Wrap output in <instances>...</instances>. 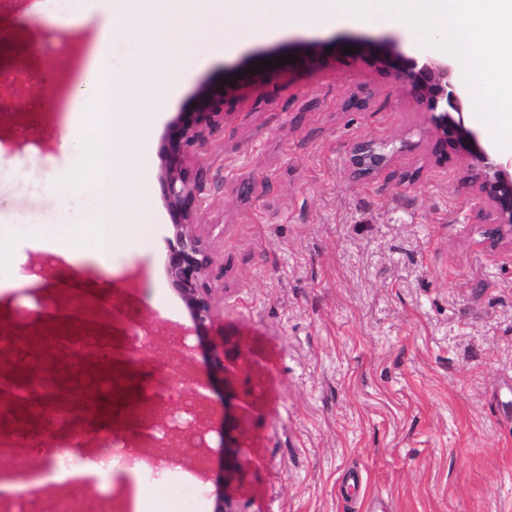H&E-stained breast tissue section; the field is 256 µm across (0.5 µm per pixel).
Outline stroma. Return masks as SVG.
Masks as SVG:
<instances>
[{"label": "stroma", "mask_w": 512, "mask_h": 512, "mask_svg": "<svg viewBox=\"0 0 512 512\" xmlns=\"http://www.w3.org/2000/svg\"><path fill=\"white\" fill-rule=\"evenodd\" d=\"M37 0H0V71L62 70V83L0 85V225L23 213L54 224L57 175L69 166L59 141L74 123L69 87L99 37L93 19L62 22ZM406 56L429 54L395 24L288 30L214 55L163 108L156 134L188 110L198 89L245 77L224 103V125L203 162L210 168L205 231L222 247L224 299L211 332L229 377L215 376V425L202 470H156L151 496L166 512H212L218 494L245 512H512V251L486 248L456 156L432 151L428 122L401 83L356 47L383 40ZM319 45L315 61L298 54ZM291 55L290 63L271 59ZM353 94L365 109L345 108ZM389 140L400 149L373 179L353 178L352 145ZM256 191L241 196V181ZM168 224L107 271L77 261L41 283L20 278L0 293V323L52 311L49 285L107 274L127 315L153 311L190 325L158 267ZM139 270L138 285L125 279ZM120 393L158 394L180 409L186 388L134 355ZM364 481L343 500L344 475Z\"/></svg>", "instance_id": "1"}]
</instances>
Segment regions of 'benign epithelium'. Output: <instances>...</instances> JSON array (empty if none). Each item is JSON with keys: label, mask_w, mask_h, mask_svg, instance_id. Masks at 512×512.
Segmentation results:
<instances>
[{"label": "benign epithelium", "mask_w": 512, "mask_h": 512, "mask_svg": "<svg viewBox=\"0 0 512 512\" xmlns=\"http://www.w3.org/2000/svg\"><path fill=\"white\" fill-rule=\"evenodd\" d=\"M359 53L369 57L376 67L395 76L403 85L405 95L421 112L428 115L432 131L433 151L443 157L452 153L465 163V181L476 197V219L487 225L484 243L492 250L508 243L512 245V161L503 162L480 144L479 135L465 126L460 118L463 97L453 80V67L443 58L404 56L389 42H368ZM241 87L235 77L220 85H204L196 93V101L187 112H179L166 127L160 142L161 159L158 180L163 205L172 227L167 250L160 266L177 296L188 309L197 336L208 335L217 316L216 293L221 274L215 272L216 261L212 243L199 229V214L206 204V170L201 153L213 131L224 123V99ZM393 151L389 143L373 139L357 141L351 148L348 164L358 179H370L389 167ZM83 304L94 307L93 315H65L48 327H27L18 335L20 342L41 353L67 356L73 345V329L83 328L89 334L81 356L104 367L127 358L126 352L114 347L102 333L112 327L115 316L122 314L121 303L97 295H87ZM224 350L214 345L205 364L200 365L190 350H185L172 374L176 382L190 387L197 405H212L207 394L211 389L210 375L224 372ZM22 384L28 397L22 402L25 414L40 421L49 412L69 413L76 406L85 420L93 422L102 415L105 391L96 386H74L60 382L51 389L37 384V378L26 375L12 378ZM125 414L140 421L141 435H149L159 425L167 426L164 455L148 450L143 458L158 469L178 462L177 451L184 429L172 423L158 402L151 407L145 401L130 400ZM52 435L43 431L36 435L24 429L0 430V447L6 454L19 448L49 441Z\"/></svg>", "instance_id": "7a95c632"}]
</instances>
